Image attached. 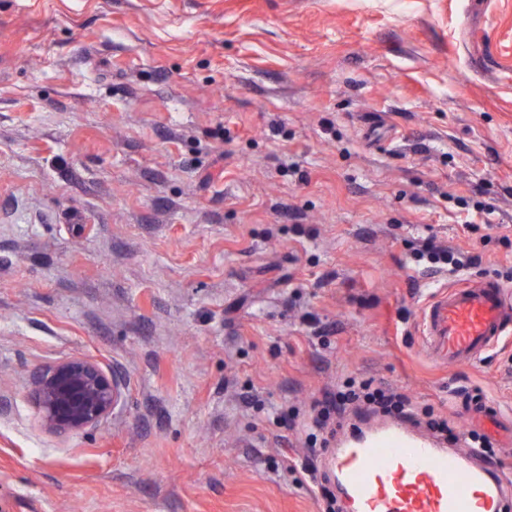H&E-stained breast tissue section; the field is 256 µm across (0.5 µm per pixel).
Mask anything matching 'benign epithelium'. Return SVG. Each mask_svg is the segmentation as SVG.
Listing matches in <instances>:
<instances>
[{
  "label": "benign epithelium",
  "mask_w": 512,
  "mask_h": 512,
  "mask_svg": "<svg viewBox=\"0 0 512 512\" xmlns=\"http://www.w3.org/2000/svg\"><path fill=\"white\" fill-rule=\"evenodd\" d=\"M111 373L93 361L70 357L39 370L32 383L41 424L59 435H78L99 425L119 397Z\"/></svg>",
  "instance_id": "benign-epithelium-1"
}]
</instances>
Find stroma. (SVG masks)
Listing matches in <instances>:
<instances>
[{
    "label": "stroma",
    "instance_id": "obj_1",
    "mask_svg": "<svg viewBox=\"0 0 512 512\" xmlns=\"http://www.w3.org/2000/svg\"><path fill=\"white\" fill-rule=\"evenodd\" d=\"M507 235L512 0H0V512H318L277 417L350 376L512 465V341L433 366L414 257L512 294ZM72 356L120 394L65 438ZM420 243L419 248L414 252L419 258L418 261H426L439 268L448 267V275L474 268L480 262L478 255H465L438 245L432 237L424 238ZM112 373L93 361L70 357L39 370L32 383L41 424L59 435H78L99 425L119 397Z\"/></svg>",
    "mask_w": 512,
    "mask_h": 512
}]
</instances>
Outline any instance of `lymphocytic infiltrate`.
<instances>
[{"label":"lymphocytic infiltrate","instance_id":"obj_1","mask_svg":"<svg viewBox=\"0 0 512 512\" xmlns=\"http://www.w3.org/2000/svg\"><path fill=\"white\" fill-rule=\"evenodd\" d=\"M415 254L419 260L447 268L452 275L474 268L480 262L479 256L466 255L438 245L431 237L422 240ZM363 408L374 414L423 424L427 431L444 440L453 436L447 417L431 409L418 410L405 394L390 387L375 385L373 380H352L342 387L322 391L320 396L313 399L311 412L305 422L308 430L307 454L295 460H286L283 466L284 471L303 474L320 512H344V505L334 492L332 480L321 466L319 456L328 450L350 412Z\"/></svg>","mask_w":512,"mask_h":512}]
</instances>
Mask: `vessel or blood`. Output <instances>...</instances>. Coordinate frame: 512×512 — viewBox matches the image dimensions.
Listing matches in <instances>:
<instances>
[{
	"instance_id": "1",
	"label": "vessel or blood",
	"mask_w": 512,
	"mask_h": 512,
	"mask_svg": "<svg viewBox=\"0 0 512 512\" xmlns=\"http://www.w3.org/2000/svg\"><path fill=\"white\" fill-rule=\"evenodd\" d=\"M421 322L431 362L470 364L512 334V299L487 279L454 285L431 298ZM328 467L347 512H503L512 499L496 469L395 418L338 434Z\"/></svg>"
}]
</instances>
